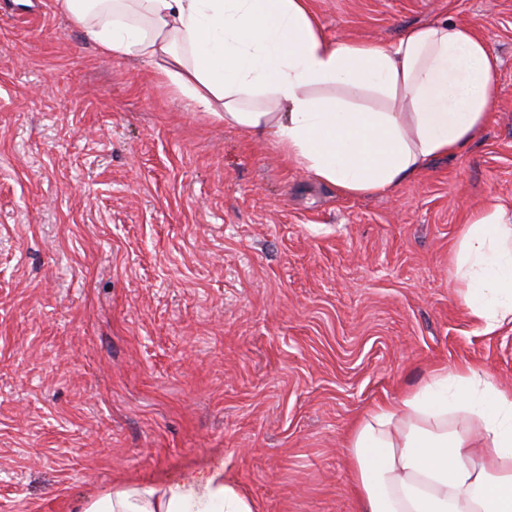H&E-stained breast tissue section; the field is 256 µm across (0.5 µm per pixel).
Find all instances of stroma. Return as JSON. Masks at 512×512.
Returning a JSON list of instances; mask_svg holds the SVG:
<instances>
[{"instance_id":"obj_1","label":"stroma","mask_w":512,"mask_h":512,"mask_svg":"<svg viewBox=\"0 0 512 512\" xmlns=\"http://www.w3.org/2000/svg\"><path fill=\"white\" fill-rule=\"evenodd\" d=\"M312 6L341 40L480 24L482 134L347 198L103 56L55 0H0V512L213 458L259 512H355L356 418L446 362L512 387V327L469 320L452 263L476 206L512 204V0Z\"/></svg>"}]
</instances>
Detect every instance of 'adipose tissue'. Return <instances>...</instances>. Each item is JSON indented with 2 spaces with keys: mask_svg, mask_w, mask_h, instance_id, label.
Segmentation results:
<instances>
[{
  "mask_svg": "<svg viewBox=\"0 0 512 512\" xmlns=\"http://www.w3.org/2000/svg\"><path fill=\"white\" fill-rule=\"evenodd\" d=\"M103 55L150 67L213 120L273 142L315 182L393 190L483 131L498 59L478 26L435 18L392 44L332 40L310 0H56ZM469 319L512 324V205L487 197L460 233ZM357 512H512V389L442 365L344 440ZM79 512H256L224 464L126 486Z\"/></svg>",
  "mask_w": 512,
  "mask_h": 512,
  "instance_id": "adipose-tissue-1",
  "label": "adipose tissue"
}]
</instances>
